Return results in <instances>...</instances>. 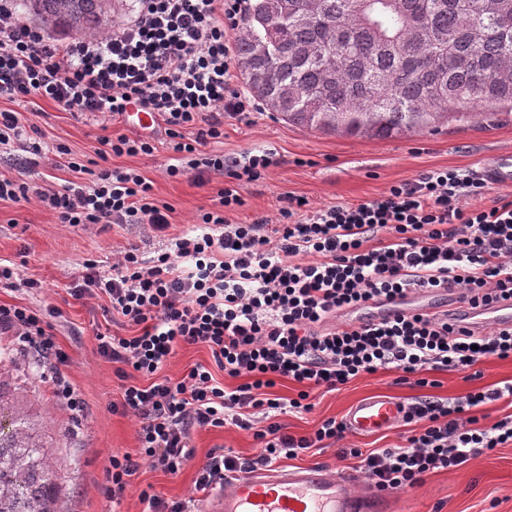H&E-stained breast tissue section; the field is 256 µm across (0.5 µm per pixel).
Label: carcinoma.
Here are the masks:
<instances>
[{
  "label": "carcinoma",
  "instance_id": "obj_1",
  "mask_svg": "<svg viewBox=\"0 0 512 512\" xmlns=\"http://www.w3.org/2000/svg\"><path fill=\"white\" fill-rule=\"evenodd\" d=\"M77 36L109 0H19ZM237 61L249 92L290 124L395 139L512 112V0H249ZM0 345V512H57L51 421Z\"/></svg>",
  "mask_w": 512,
  "mask_h": 512
}]
</instances>
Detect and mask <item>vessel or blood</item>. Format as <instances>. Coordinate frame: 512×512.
<instances>
[{
    "mask_svg": "<svg viewBox=\"0 0 512 512\" xmlns=\"http://www.w3.org/2000/svg\"><path fill=\"white\" fill-rule=\"evenodd\" d=\"M497 185H512V153L497 157L481 171ZM456 322L473 331L512 327V302L471 307L452 301ZM433 312L427 292L409 294L394 304L378 305L373 317L382 319L404 310ZM402 402L386 396H368L347 410L349 432L369 435L391 429L403 416ZM358 477L318 464L253 468L226 473L224 487L210 493L200 512H379L378 494L357 490Z\"/></svg>",
    "mask_w": 512,
    "mask_h": 512,
    "instance_id": "b4317fda",
    "label": "vessel or blood"
}]
</instances>
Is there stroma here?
I'll return each mask as SVG.
<instances>
[{"mask_svg": "<svg viewBox=\"0 0 512 512\" xmlns=\"http://www.w3.org/2000/svg\"><path fill=\"white\" fill-rule=\"evenodd\" d=\"M22 122L41 131L48 151L33 165L21 158L0 160V174L43 186L70 176L54 151L56 145H66L75 156L90 158L97 137L128 130L127 125L108 117L95 121L75 118L43 100L23 109ZM152 135L158 145L153 156H112L107 165L136 168L150 179L157 201L173 209L171 234H179L211 209L222 180L217 177L202 186L189 173L167 177L163 172L168 158L163 126L154 127ZM209 149L237 158L265 152L273 160L262 178L240 189L244 204L232 218L246 224L258 216H277L289 195L304 197L313 208L356 204L378 199L391 185L428 170H481L494 156L512 153V114L380 140L325 135L290 125L265 110L252 115L247 124L226 120L223 139ZM131 244L148 255L162 247L161 241L145 238L137 226L99 224L83 230L57 223L36 203L0 202V263L17 268L22 278L44 287L38 294L22 287L0 288V305L58 309L52 325L57 345L69 357L63 372L85 401L81 423L72 422L68 411L54 400L49 382L42 380L41 368L18 357L20 386L49 411L58 433L61 512H110L104 475L107 458L136 450L134 418L111 409L121 400L124 381L115 365L100 356L95 338L96 332L105 329L122 336L131 335L132 329L113 321L105 300L78 301L68 293L81 275L84 261L109 265L113 251ZM425 376L433 385L421 389L399 384L393 369L364 375L339 390L313 394L310 412H290L281 415L280 422L290 434L308 435L324 419H343L349 406L365 396H389L408 404L424 395L451 400L471 391L501 388L512 384V360L483 358L470 370H429ZM191 444L193 462L179 475L142 467L132 480L122 512H143L139 494L146 489L171 500L188 498L197 464L213 449L245 458L259 453L251 433L231 425L196 430ZM389 512H512V445L474 457L456 471L431 475L418 488L390 495Z\"/></svg>", "mask_w": 512, "mask_h": 512, "instance_id": "stroma-1", "label": "stroma"}]
</instances>
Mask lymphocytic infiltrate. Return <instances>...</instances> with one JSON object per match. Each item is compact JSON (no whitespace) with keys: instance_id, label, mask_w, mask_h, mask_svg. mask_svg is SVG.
Masks as SVG:
<instances>
[{"instance_id":"obj_1","label":"lymphocytic infiltrate","mask_w":512,"mask_h":512,"mask_svg":"<svg viewBox=\"0 0 512 512\" xmlns=\"http://www.w3.org/2000/svg\"><path fill=\"white\" fill-rule=\"evenodd\" d=\"M134 15L107 33L70 41L30 24L16 0H0V155H41L21 122L20 105L40 98L78 118L123 116L129 106L161 117L170 152L169 177L194 170L198 183L223 177L214 206L198 229L171 236L166 248L143 258L138 246L112 254L103 270L91 260L70 289L76 300H106L134 327L131 336L97 333L107 361L131 368L146 384L125 385L121 407L138 423V450L110 455L107 494L120 506L142 465L179 474L193 459L198 428L230 424L251 432L261 448L253 459L212 450L198 469L195 493L224 483L226 472L295 459L325 441L344 439V422L324 420L310 435L293 436L278 417L305 411L314 391L339 389L384 369L399 383L424 388L429 370L473 367L480 359H512V328L477 334L448 318L420 311L359 326L329 320L350 308L414 291L459 289L470 306L512 301V201L479 206L486 181L463 169H435L396 183L377 200L307 208L288 199L279 218L241 224L231 213L243 204L239 189L272 164L267 154L245 159L209 153L224 136L225 119L244 120L256 106L237 86L235 47L247 0H135ZM73 179L56 187L0 176V201L36 202L60 223L144 224L168 233L171 208L154 198L140 171L89 170L68 157ZM0 334L24 355L53 364L58 403L79 413L84 401L61 371L68 356L54 340L45 313L0 306ZM207 346L227 389L197 363L178 381L161 370L183 345ZM300 385L294 399L272 396L278 381ZM502 389L453 400L422 396L406 407L411 431L404 446L362 453L372 487L389 494L421 486L429 475L463 467L472 458L512 444V417L479 425L471 410L499 400Z\"/></svg>"}]
</instances>
